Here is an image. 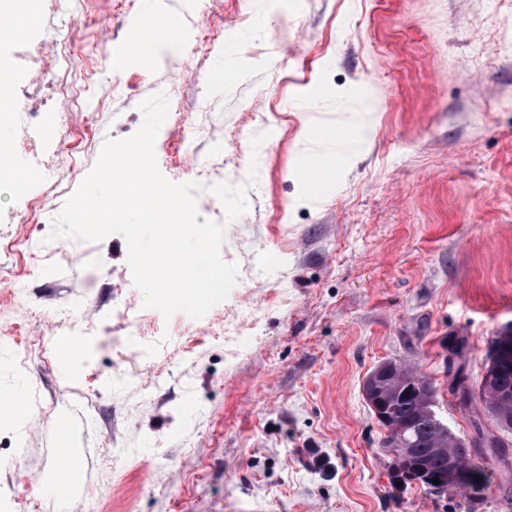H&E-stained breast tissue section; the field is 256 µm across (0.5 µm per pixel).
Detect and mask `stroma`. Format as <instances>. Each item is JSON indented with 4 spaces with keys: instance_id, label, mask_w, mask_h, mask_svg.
Instances as JSON below:
<instances>
[{
    "instance_id": "stroma-1",
    "label": "stroma",
    "mask_w": 512,
    "mask_h": 512,
    "mask_svg": "<svg viewBox=\"0 0 512 512\" xmlns=\"http://www.w3.org/2000/svg\"><path fill=\"white\" fill-rule=\"evenodd\" d=\"M65 2L38 0L36 22L16 20L24 37H0V94L38 86L45 103L0 123V162L29 177L0 181V393L29 389L0 414V505L466 512L458 496L391 488L362 384L381 361L416 362L449 429H495L480 399L462 408L448 387L459 371L476 386L512 324V0H81L87 42L47 72L37 49ZM107 12L117 31L102 43ZM228 13L241 23L225 27ZM169 14L178 41L129 53ZM183 59L194 66L170 93L157 166L196 183L238 273L203 318L167 320L146 307L122 234H50L105 140L140 128V102ZM334 151L345 165L323 166ZM65 336L81 350L60 374ZM64 444L77 486L56 496L46 482Z\"/></svg>"
}]
</instances>
